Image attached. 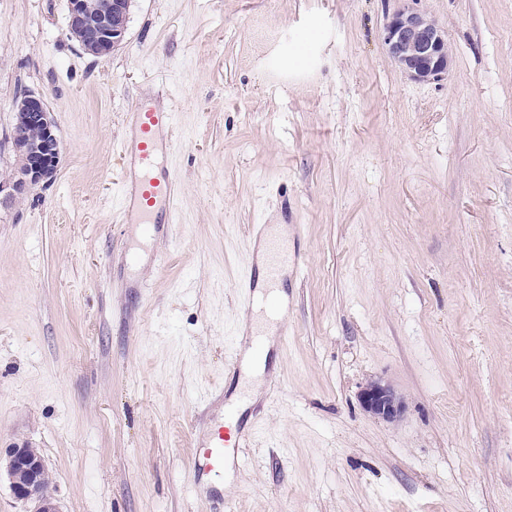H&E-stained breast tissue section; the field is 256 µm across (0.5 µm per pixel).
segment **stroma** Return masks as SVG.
Wrapping results in <instances>:
<instances>
[{
	"label": "stroma",
	"instance_id": "35a3bbf8",
	"mask_svg": "<svg viewBox=\"0 0 512 512\" xmlns=\"http://www.w3.org/2000/svg\"><path fill=\"white\" fill-rule=\"evenodd\" d=\"M401 5L132 0L95 58L67 0H0V180L24 93L60 142L0 209V448L37 450L62 512H512V0H417L435 83L383 44ZM141 100L176 105L169 239L122 221ZM274 224L301 267L255 379L236 284ZM375 380L397 420L363 408ZM230 412L245 462L213 501L191 424ZM360 400L367 412L386 421L397 419L403 409L400 398L381 381L369 382L361 390Z\"/></svg>",
	"mask_w": 512,
	"mask_h": 512
}]
</instances>
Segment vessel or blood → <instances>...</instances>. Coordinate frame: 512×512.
Listing matches in <instances>:
<instances>
[{"mask_svg":"<svg viewBox=\"0 0 512 512\" xmlns=\"http://www.w3.org/2000/svg\"><path fill=\"white\" fill-rule=\"evenodd\" d=\"M173 124L170 106L139 103L132 133L122 143L128 166L123 184L124 219L126 223L139 225L142 233L152 239L162 236V219L172 216L175 209V178L165 163L175 149ZM241 459L239 439L225 437L223 427L211 428L197 446L194 475L221 476L227 462Z\"/></svg>","mask_w":512,"mask_h":512,"instance_id":"vessel-or-blood-1","label":"vessel or blood"}]
</instances>
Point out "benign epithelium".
I'll return each mask as SVG.
<instances>
[{"label": "benign epithelium", "instance_id": "benign-epithelium-1", "mask_svg": "<svg viewBox=\"0 0 512 512\" xmlns=\"http://www.w3.org/2000/svg\"><path fill=\"white\" fill-rule=\"evenodd\" d=\"M130 0H68L67 29L84 53L96 56L121 45ZM389 57L407 78L437 82L448 75L450 53L445 31L412 6L396 10L382 30ZM12 148L18 157L14 177L0 182V208L9 207L35 187L52 181L60 163L52 113L40 95L26 94L15 105ZM364 409L386 421L399 417L403 405L390 386L369 382L360 392ZM6 471L14 497L29 512H61L45 481L46 466L34 449L15 444L6 449Z\"/></svg>", "mask_w": 512, "mask_h": 512}]
</instances>
